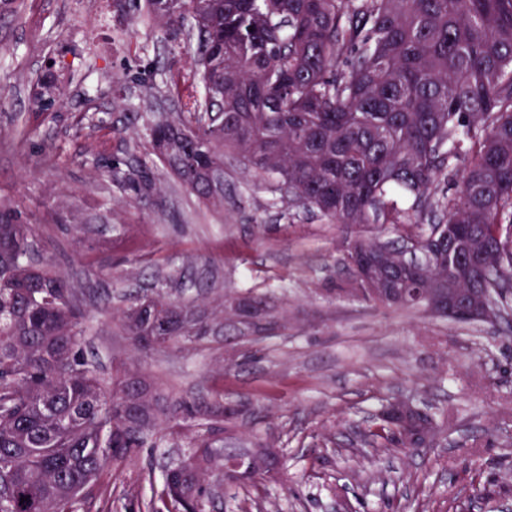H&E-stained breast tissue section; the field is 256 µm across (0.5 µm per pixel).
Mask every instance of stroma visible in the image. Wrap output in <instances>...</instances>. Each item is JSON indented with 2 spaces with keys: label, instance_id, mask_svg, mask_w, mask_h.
I'll return each instance as SVG.
<instances>
[{
  "label": "stroma",
  "instance_id": "1",
  "mask_svg": "<svg viewBox=\"0 0 512 512\" xmlns=\"http://www.w3.org/2000/svg\"><path fill=\"white\" fill-rule=\"evenodd\" d=\"M187 33L133 0H14L0 10V204L37 225L42 255L83 293L86 352L104 381L117 366L168 400L238 409L227 452L261 442L281 467L227 485L213 512H512V490L479 487L512 472V318L463 325L352 296L344 247L397 240L378 224H336L275 200L266 175L224 154V201L202 203L162 165L150 193L113 178L147 158V128L180 110ZM56 68L63 104L33 92ZM218 306L266 296L265 337L229 328L184 349L134 350L117 311L137 291ZM411 399L443 431L435 446L371 448L382 404ZM190 432L161 427L131 460L108 463L82 512H175L158 493L190 452Z\"/></svg>",
  "mask_w": 512,
  "mask_h": 512
}]
</instances>
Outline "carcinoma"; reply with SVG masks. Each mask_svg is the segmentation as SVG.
I'll list each match as a JSON object with an SVG mask.
<instances>
[{"mask_svg": "<svg viewBox=\"0 0 512 512\" xmlns=\"http://www.w3.org/2000/svg\"><path fill=\"white\" fill-rule=\"evenodd\" d=\"M147 10L178 34L191 19L199 39L192 80L171 82L181 104L148 128L153 154L210 203L224 202V151L271 177L290 208L338 224H387L409 233L429 265L403 268L392 288H493L512 303V0H168ZM55 78L34 95L60 99ZM224 106V125L198 114ZM414 198L402 209L392 199ZM466 232L451 248L436 238ZM497 236L491 255L479 242ZM36 225L0 209V463L18 494L0 512H79L74 489L90 486L109 461L130 459L152 442L161 421L204 419L178 471L164 475L159 499L182 512H207L224 483V405H169L104 384L85 355L78 291L29 250ZM399 247L376 240L346 245L347 255L399 266ZM217 311L161 292L121 311L120 328L139 351L199 341ZM138 425L125 422L129 405ZM374 443L407 449L393 423L369 431ZM263 448L246 468L270 471Z\"/></svg>", "mask_w": 512, "mask_h": 512, "instance_id": "obj_1", "label": "carcinoma"}]
</instances>
